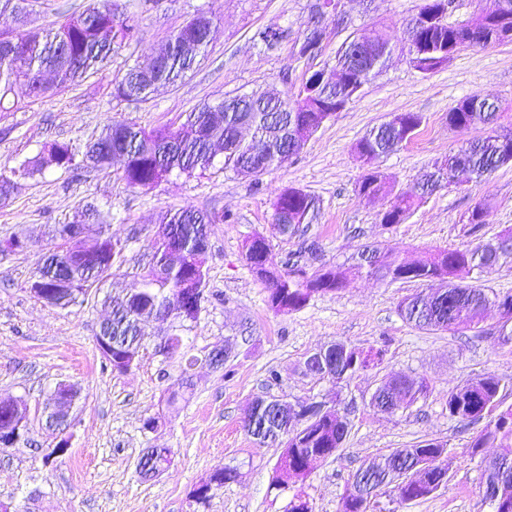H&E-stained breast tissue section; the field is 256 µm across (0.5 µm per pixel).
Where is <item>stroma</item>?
<instances>
[{
  "instance_id": "1",
  "label": "stroma",
  "mask_w": 512,
  "mask_h": 512,
  "mask_svg": "<svg viewBox=\"0 0 512 512\" xmlns=\"http://www.w3.org/2000/svg\"><path fill=\"white\" fill-rule=\"evenodd\" d=\"M122 17L135 24V37L114 50L111 60L78 86L0 112V175L15 189L0 202V239L16 236L26 249L0 251V399L26 409L29 433L0 447V504L10 512H284L290 491L273 488L280 448L256 443L242 427L248 405L259 396L293 400L322 396L329 382L307 376L305 359L322 346L344 341L386 351L382 368L351 379L342 388L348 435L333 457L303 481L314 512H338L356 470L370 459L422 440L446 442L453 458L445 488L427 499L401 502L384 489L370 512H490L484 476L469 445L481 429L451 418L449 390L488 372L512 377V342L498 338L501 320L489 309L481 331L432 332L405 322L401 297L416 282L354 278L336 293L314 296L301 310L276 314L249 269L243 246L268 234L273 204L285 188L313 196L316 217L303 237L272 242L270 261L280 267L295 256L307 271L350 264L359 248L377 245L412 260L428 250L467 241L463 228L475 207L488 209L482 232L492 238L512 228V164L459 188L427 195L408 218L393 226L381 217L388 201L366 199L357 186L367 169L356 145L392 114L414 112L422 124L411 140L380 158L375 168L395 189L420 182L431 163L447 156L469 131L448 125V111L477 94L497 102L495 124L512 133V42L467 48L431 73L416 70L393 53L358 97L335 113L304 149L277 168L244 177L215 161L205 172L172 174L149 189L122 179L119 165L73 171L50 166L31 176L19 169L52 142L85 144L114 120L145 128L179 127L186 112L207 101L272 88L286 90L312 72L331 68L338 46L351 34L368 36L375 24L403 34L422 0H341L346 24L327 17L321 57H299L298 44L310 18V0H117ZM217 18V30L194 69L178 84L158 88L147 100L126 102L112 95L116 77L129 65L150 62L170 35L198 12ZM288 36L268 50L253 39L262 28ZM94 203L108 212V232L126 241L122 265L84 302L55 306L39 300L32 284L44 257L58 250L57 225L71 222L78 208ZM191 207L220 216L211 227L206 260V299L194 321L147 325L139 360L129 371H113L96 347L110 300L142 284L141 269L152 252L158 215ZM182 338L179 355L158 351L170 331ZM234 342L226 368L208 354ZM278 381H268L269 370ZM425 377L430 387L410 409L381 414L369 399L384 374ZM192 386L176 406L170 393L183 377ZM76 386L68 450L53 455L61 436L46 424L58 384ZM154 428H146L147 420ZM150 448L173 451L170 467L156 477L140 474L138 462ZM238 467L236 481L195 503L191 493L216 470Z\"/></svg>"
}]
</instances>
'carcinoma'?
<instances>
[{"mask_svg": "<svg viewBox=\"0 0 512 512\" xmlns=\"http://www.w3.org/2000/svg\"><path fill=\"white\" fill-rule=\"evenodd\" d=\"M197 32L181 28L166 41L162 64L152 77L155 82L173 84L193 68L201 51L208 46L215 32L214 17L200 12L193 16ZM134 35V26L116 14L112 0H93L81 13L70 15L53 28L22 29L10 35L0 34V108L3 100L21 85L27 93L44 96L50 92L74 87L86 75L103 64L112 51ZM287 33L268 28L255 35V41L267 49L277 46ZM415 40L425 52L424 69L432 71L443 64V57L453 56L465 47L485 48L512 41V8L490 11L473 16L461 24L409 21L400 43ZM348 41L337 49L334 69L347 78L314 95L309 104L296 107L287 100H273L266 93L253 98L236 96L225 100L204 102L186 114L177 129L157 127L146 129L124 121H114L85 145L54 142L46 152L23 167L22 174L40 171L48 166L69 169L75 166L105 168L112 164L102 149H125L122 178L131 187L149 188L173 172L191 175L214 164L217 152L224 155V168L243 176H257L280 162L283 143L292 144V154L299 153L320 128L325 110L346 104L353 93L385 63L396 44L386 33L376 32L366 43L361 66L350 62ZM141 83L135 66L115 79L114 95L128 102L140 99ZM497 105L477 94L459 101L448 112V126L459 131L472 129L490 120ZM248 121L250 139L240 136L239 124ZM421 124L416 113L402 114L401 124L386 121L371 129L357 145L364 163L374 164L394 151L414 135ZM512 163V137L495 130L466 143L445 158L435 161L429 179L398 193L381 175L367 174L358 186V194L366 199L391 197L381 223H402L416 205L442 185H457L460 173L469 178H481L500 166ZM315 210V200L308 193L288 188L274 204L270 235H257L245 244L247 265L265 285L267 304L277 314L298 311L317 294L341 290L348 276L380 277L391 281H439L441 288L432 293L416 292L398 304L401 317L414 326L428 331L458 332L478 330L485 309L492 305L502 310L501 330L512 322V291H499L484 285H474L468 278L476 271L494 266H512V231L495 238L480 235L485 225L486 211L475 208L468 223V236L473 238L463 248L429 251L424 256L406 260L394 253L363 250L359 261L351 266L322 267L308 273L293 257L284 262L285 268L268 267L272 238H291L305 232ZM215 218L185 207L167 210L158 217L154 234V253L143 276L142 288L124 301L112 306V320L105 334L112 337L116 358L128 350L140 351L143 346L142 325L149 320H165L164 313L178 300L182 291L191 293L195 301L205 298L206 256L210 225ZM89 224L102 231L106 219L91 206L81 209L72 222L60 224L57 233L62 249L46 257L37 272L45 288H56L59 268L68 264L76 272L88 273L79 287L89 289L112 274L121 261L126 244L101 236L95 253L84 257L71 251L75 229ZM385 351L372 347L364 350L343 341L325 349V362L307 374L326 380L332 385L347 382L362 372L374 370L384 362ZM429 388L426 379L392 373L384 376L370 398V405L380 412L412 407ZM512 392V378L487 373L469 379L448 391L446 407L449 416L460 422L483 423L473 439L472 456L483 448H499L491 459L483 458L485 480L496 479L507 499L498 512H512V404H505V393ZM259 409L254 427L248 430L259 443H276L283 448L273 480L286 478L295 484L309 474V458L320 455L331 458L342 447L347 429L313 412L299 421L296 415L284 413L271 398L254 402ZM447 444L423 440L410 448H396L357 470L354 480L373 488L391 485L400 501L418 500L429 490L408 481L406 470L422 458L435 463ZM370 502L363 497L344 496L339 512H368Z\"/></svg>", "mask_w": 512, "mask_h": 512, "instance_id": "carcinoma-1", "label": "carcinoma"}]
</instances>
